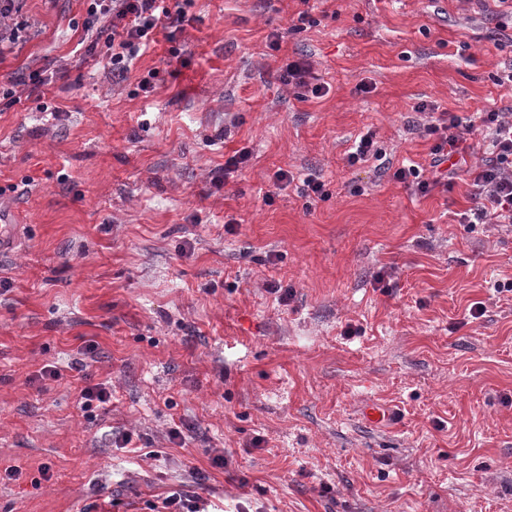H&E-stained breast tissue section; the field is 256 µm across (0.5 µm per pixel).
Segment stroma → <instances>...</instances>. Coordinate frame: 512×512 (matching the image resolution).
<instances>
[{
  "mask_svg": "<svg viewBox=\"0 0 512 512\" xmlns=\"http://www.w3.org/2000/svg\"><path fill=\"white\" fill-rule=\"evenodd\" d=\"M186 11L120 80L85 52V0H25L0 52L22 81L0 102V512H150L182 483L210 512H512V227L457 222L467 173L424 196L393 178L429 166L418 104L512 110V19L497 0ZM292 58L323 97L280 82ZM369 131L378 157L349 166ZM99 383L111 402L83 410Z\"/></svg>",
  "mask_w": 512,
  "mask_h": 512,
  "instance_id": "stroma-1",
  "label": "stroma"
}]
</instances>
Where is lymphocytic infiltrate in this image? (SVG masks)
Segmentation results:
<instances>
[{"label":"lymphocytic infiltrate","instance_id":"1","mask_svg":"<svg viewBox=\"0 0 512 512\" xmlns=\"http://www.w3.org/2000/svg\"><path fill=\"white\" fill-rule=\"evenodd\" d=\"M185 0H88L91 21L111 16L112 32L107 38L108 66L125 74L132 60L147 50L161 20H169L170 37L184 30ZM425 118L423 128L433 136L432 176L423 178L418 166L395 170V180L407 184L414 193L425 195L443 180L453 179L454 158L464 157L473 147L476 129L489 130L492 156L471 170L472 208L459 216L463 224H512V113L489 110L480 113L478 122L464 121L451 112H438L429 105L419 106Z\"/></svg>","mask_w":512,"mask_h":512}]
</instances>
